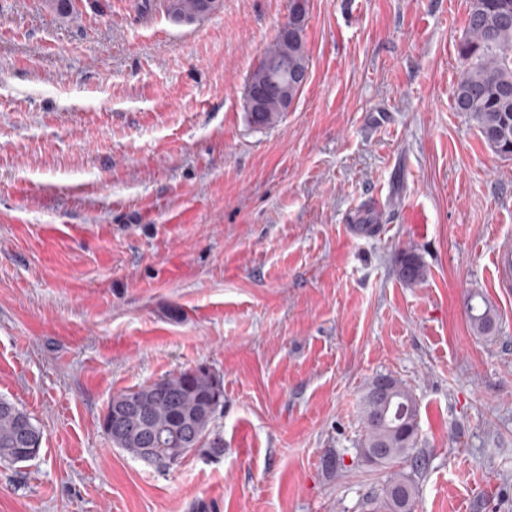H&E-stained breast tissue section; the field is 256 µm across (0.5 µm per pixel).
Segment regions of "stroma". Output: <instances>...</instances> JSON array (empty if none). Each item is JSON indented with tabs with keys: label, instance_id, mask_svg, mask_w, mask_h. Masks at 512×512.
Masks as SVG:
<instances>
[{
	"label": "stroma",
	"instance_id": "obj_1",
	"mask_svg": "<svg viewBox=\"0 0 512 512\" xmlns=\"http://www.w3.org/2000/svg\"><path fill=\"white\" fill-rule=\"evenodd\" d=\"M141 3L0 0V397L41 431L0 512H367L379 375L419 401L415 512H512V160L454 108L469 0H308V81L265 128L246 87L290 0ZM201 364L223 454L112 446L113 394ZM163 5L167 16L178 24L193 23L210 14L203 0H164ZM399 278L407 285L420 282L426 275V267L412 252L403 253L398 267ZM476 298L482 299L484 307H482L480 303L474 302ZM466 309L473 329L481 335L489 333L493 325L494 317L491 308L487 305L485 300H483L479 294H472L467 299Z\"/></svg>",
	"mask_w": 512,
	"mask_h": 512
}]
</instances>
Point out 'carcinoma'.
<instances>
[{
    "label": "carcinoma",
    "mask_w": 512,
    "mask_h": 512,
    "mask_svg": "<svg viewBox=\"0 0 512 512\" xmlns=\"http://www.w3.org/2000/svg\"><path fill=\"white\" fill-rule=\"evenodd\" d=\"M167 16L175 23H193L208 14L205 0H164ZM307 0H291L288 35L277 36L251 72L248 85L264 90L257 111L247 113L255 127L275 124L299 95V81L305 77L309 57L303 38ZM463 62L453 91L456 111L463 112L477 127L486 144L498 156L512 159V0H470L464 37L459 44ZM399 278L407 285L420 282L426 267L412 252L402 254ZM472 294L466 309L473 329L485 335L493 325L489 306L476 302ZM131 401L135 413L126 418L129 429L144 428L129 438L112 434V413ZM224 406L221 377L205 365L143 383L118 393L105 408L101 426L110 442L137 459L142 448L154 449L157 469H168L164 461L183 447L180 434L193 429L191 448L224 452V442L214 429L218 411ZM419 404L403 382L379 375L363 397L365 435L363 450L382 449L377 466L388 468L408 461L412 472H392L380 498L372 502L373 512H412L419 495L413 474L423 460L414 454L419 433ZM41 433L30 415L14 403L0 398V463L18 464L31 459L30 449L39 447Z\"/></svg>",
    "instance_id": "carcinoma-1"
}]
</instances>
